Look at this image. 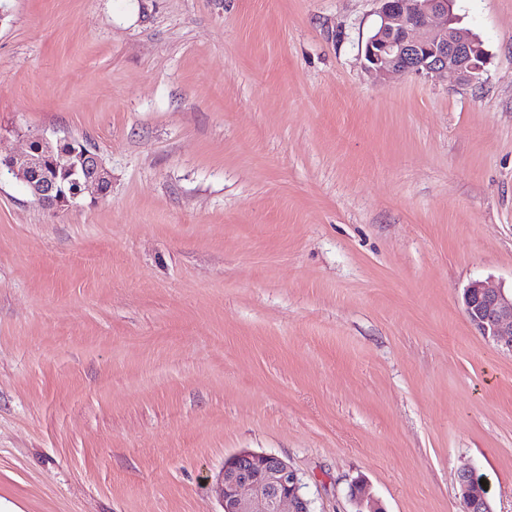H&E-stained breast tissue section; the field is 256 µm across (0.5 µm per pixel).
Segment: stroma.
Returning <instances> with one entry per match:
<instances>
[{
	"mask_svg": "<svg viewBox=\"0 0 512 512\" xmlns=\"http://www.w3.org/2000/svg\"><path fill=\"white\" fill-rule=\"evenodd\" d=\"M376 0H0V153L94 149L106 195L0 173V499L220 512L242 450L313 512H512V0H455L478 82H374ZM463 306L470 324L497 348L512 354V287L494 288L472 281L463 292ZM457 482L460 497L468 512H493L473 467L462 466L457 472Z\"/></svg>",
	"mask_w": 512,
	"mask_h": 512,
	"instance_id": "obj_1",
	"label": "stroma"
}]
</instances>
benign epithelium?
Masks as SVG:
<instances>
[{
	"instance_id": "7a95c632",
	"label": "benign epithelium",
	"mask_w": 512,
	"mask_h": 512,
	"mask_svg": "<svg viewBox=\"0 0 512 512\" xmlns=\"http://www.w3.org/2000/svg\"><path fill=\"white\" fill-rule=\"evenodd\" d=\"M380 23L365 46V69L377 82L397 73L427 76L452 73L461 84L477 82L487 63L480 40L453 27V0H379ZM40 149L0 157L5 167L47 209L70 206L94 189L106 192L112 175L98 154L75 141L35 138ZM470 324L497 348L512 354V290L475 280L463 292ZM460 497L467 512H493L475 469L457 472ZM222 512H311L299 473L287 460L268 453L241 451L225 459L219 477ZM355 512H382L364 486L351 491Z\"/></svg>"
}]
</instances>
